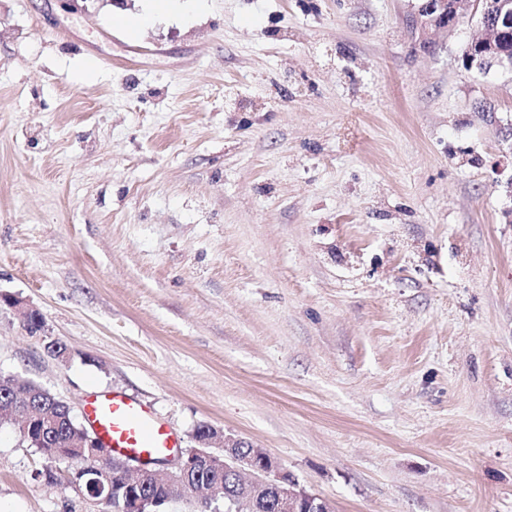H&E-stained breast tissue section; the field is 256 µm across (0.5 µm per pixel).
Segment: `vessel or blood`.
I'll return each instance as SVG.
<instances>
[{
	"mask_svg": "<svg viewBox=\"0 0 512 512\" xmlns=\"http://www.w3.org/2000/svg\"><path fill=\"white\" fill-rule=\"evenodd\" d=\"M90 427L112 453L150 463L179 448L178 436L149 407L119 393L93 394L85 406Z\"/></svg>",
	"mask_w": 512,
	"mask_h": 512,
	"instance_id": "b4317fda",
	"label": "vessel or blood"
}]
</instances>
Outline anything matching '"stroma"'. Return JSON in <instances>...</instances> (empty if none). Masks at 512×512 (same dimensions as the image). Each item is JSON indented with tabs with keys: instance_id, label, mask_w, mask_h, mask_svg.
<instances>
[{
	"instance_id": "stroma-1",
	"label": "stroma",
	"mask_w": 512,
	"mask_h": 512,
	"mask_svg": "<svg viewBox=\"0 0 512 512\" xmlns=\"http://www.w3.org/2000/svg\"><path fill=\"white\" fill-rule=\"evenodd\" d=\"M0 0V372L278 458L336 512H512V73L416 0ZM71 352L59 362L45 345ZM13 426L0 512H103Z\"/></svg>"
}]
</instances>
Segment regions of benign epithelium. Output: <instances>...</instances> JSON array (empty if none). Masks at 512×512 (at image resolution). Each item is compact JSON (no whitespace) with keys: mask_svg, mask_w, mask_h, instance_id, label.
Masks as SVG:
<instances>
[{"mask_svg":"<svg viewBox=\"0 0 512 512\" xmlns=\"http://www.w3.org/2000/svg\"><path fill=\"white\" fill-rule=\"evenodd\" d=\"M421 44H430L429 36L438 31L453 30L463 18H475L483 28L486 39L472 41L463 49L470 68L482 73L493 66L512 72V53L495 48V43L512 34V0H419ZM83 438L64 459L75 464L68 472L67 485L96 497V502L114 507L115 512H159L152 498L127 494L116 483L120 475L133 477L134 485L146 489L158 479L165 480V502L181 499L188 494L191 478L200 467H222L247 479L248 512H261L267 498H273L275 512H336L330 500L307 491L288 474L281 462L268 453L237 451L240 440L224 436L222 443L214 439L218 432L207 424L201 434L193 436L196 446L179 452L167 463V471L158 470L130 460L121 459L97 448L98 440L87 428Z\"/></svg>","mask_w":512,"mask_h":512,"instance_id":"1","label":"benign epithelium"}]
</instances>
